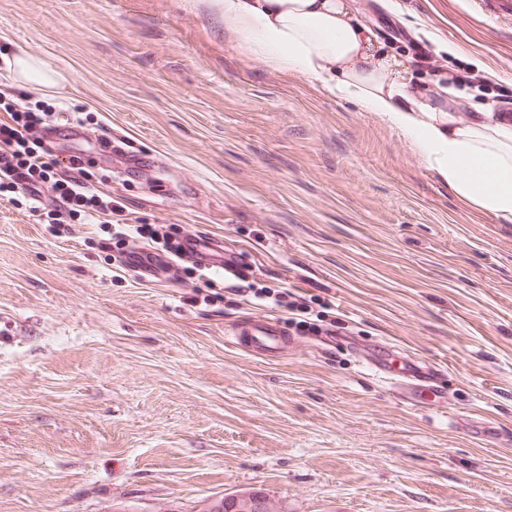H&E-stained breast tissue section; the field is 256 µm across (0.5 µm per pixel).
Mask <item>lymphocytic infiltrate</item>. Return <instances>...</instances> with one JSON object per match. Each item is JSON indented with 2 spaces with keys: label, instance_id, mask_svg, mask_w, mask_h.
I'll return each mask as SVG.
<instances>
[{
  "label": "lymphocytic infiltrate",
  "instance_id": "obj_1",
  "mask_svg": "<svg viewBox=\"0 0 512 512\" xmlns=\"http://www.w3.org/2000/svg\"><path fill=\"white\" fill-rule=\"evenodd\" d=\"M56 107L31 104L28 99L0 89V200L25 206L32 215L45 218L50 230L58 235L70 233V220L86 224L111 226L109 237L98 240L103 251L150 242L160 251L177 253V235L165 225L131 224L124 216L119 198L105 191L111 178L107 166H96L94 160L78 149L60 157L47 141L55 131ZM201 275L208 292L203 303L219 302L228 307L249 303L287 313L289 324L300 333L316 330L308 315L307 299L290 289L245 286V271L224 275L220 270L196 271L176 266V278Z\"/></svg>",
  "mask_w": 512,
  "mask_h": 512
}]
</instances>
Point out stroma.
Instances as JSON below:
<instances>
[{
  "instance_id": "obj_1",
  "label": "stroma",
  "mask_w": 512,
  "mask_h": 512,
  "mask_svg": "<svg viewBox=\"0 0 512 512\" xmlns=\"http://www.w3.org/2000/svg\"><path fill=\"white\" fill-rule=\"evenodd\" d=\"M384 51L439 60L456 115L492 104L457 62L512 86V20L475 0H350ZM400 31L407 42L387 40ZM69 74L41 100L92 113L161 161L112 177L129 223L204 233L255 286L343 313L356 347L296 337L255 358L229 335L253 307L192 306L95 246L0 202V512H200L262 490L288 512H512V222L460 202L391 122L321 79L237 48L206 0H0V52ZM392 344L439 368L432 406L361 357Z\"/></svg>"
}]
</instances>
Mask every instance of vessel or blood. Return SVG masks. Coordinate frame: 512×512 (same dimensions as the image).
I'll use <instances>...</instances> for the list:
<instances>
[{
	"label": "vessel or blood",
	"instance_id": "1",
	"mask_svg": "<svg viewBox=\"0 0 512 512\" xmlns=\"http://www.w3.org/2000/svg\"><path fill=\"white\" fill-rule=\"evenodd\" d=\"M112 149L115 153V168L124 177L137 179L140 172L155 163L154 158L134 150L122 136H114ZM183 258L199 262L205 266H218L225 271L237 270L241 262L235 253L226 251L220 242L196 235L184 237ZM124 261L127 267L143 277L164 280L169 278L172 259L163 253L135 246L130 248ZM235 345L241 350L260 357L273 359L280 357L291 342L290 336L280 324L269 317H247L232 329ZM366 364L376 376L390 383L398 398L410 406L423 405L438 398L443 391L438 371L411 357L397 354L394 350L382 347L366 355Z\"/></svg>",
	"mask_w": 512,
	"mask_h": 512
}]
</instances>
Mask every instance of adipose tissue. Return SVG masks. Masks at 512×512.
<instances>
[{"label": "adipose tissue", "instance_id": "obj_1", "mask_svg": "<svg viewBox=\"0 0 512 512\" xmlns=\"http://www.w3.org/2000/svg\"><path fill=\"white\" fill-rule=\"evenodd\" d=\"M237 47L268 67L323 77L338 97L386 117L464 203L512 222V127L458 120L438 99L412 96L407 63L379 51L347 0H220ZM21 81L53 92L65 75L26 52Z\"/></svg>", "mask_w": 512, "mask_h": 512}]
</instances>
